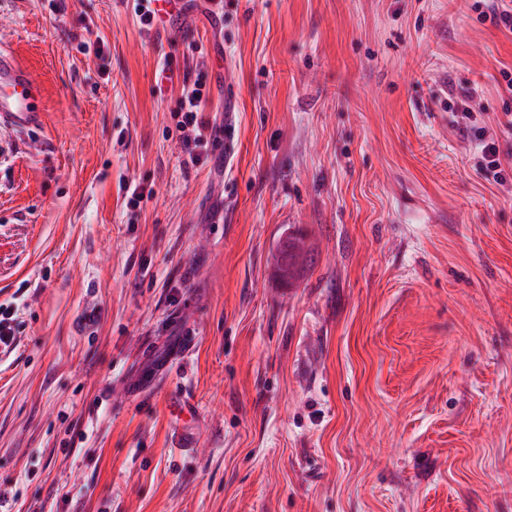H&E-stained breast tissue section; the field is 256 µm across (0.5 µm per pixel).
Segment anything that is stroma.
Returning <instances> with one entry per match:
<instances>
[{
	"label": "stroma",
	"mask_w": 512,
	"mask_h": 512,
	"mask_svg": "<svg viewBox=\"0 0 512 512\" xmlns=\"http://www.w3.org/2000/svg\"><path fill=\"white\" fill-rule=\"evenodd\" d=\"M474 3L192 0L144 33L121 0H0L44 109L0 129V512H512V183L448 109L512 163V32ZM165 61L232 150L191 163ZM467 98L461 99L460 103H448V108H455L460 113V118L465 129L470 133L471 138L480 147L481 157L479 169L490 183L505 185L508 182L506 170L500 158L499 148L493 136H490L484 126H478L474 112L467 106ZM193 335L184 336L180 349L169 354H161L153 357V365L147 371L139 375L129 377L125 381V387L130 396L142 394L152 388L161 379H165L172 364H176L188 353L193 342Z\"/></svg>",
	"instance_id": "obj_1"
}]
</instances>
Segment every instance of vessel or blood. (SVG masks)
I'll return each instance as SVG.
<instances>
[{
    "instance_id": "1",
    "label": "vessel or blood",
    "mask_w": 512,
    "mask_h": 512,
    "mask_svg": "<svg viewBox=\"0 0 512 512\" xmlns=\"http://www.w3.org/2000/svg\"><path fill=\"white\" fill-rule=\"evenodd\" d=\"M41 123L39 84L10 53L0 50V127L25 132ZM192 342V336H185L180 349L155 357L150 369L127 378L125 387L129 395L142 394L166 378L172 364L185 357Z\"/></svg>"
}]
</instances>
